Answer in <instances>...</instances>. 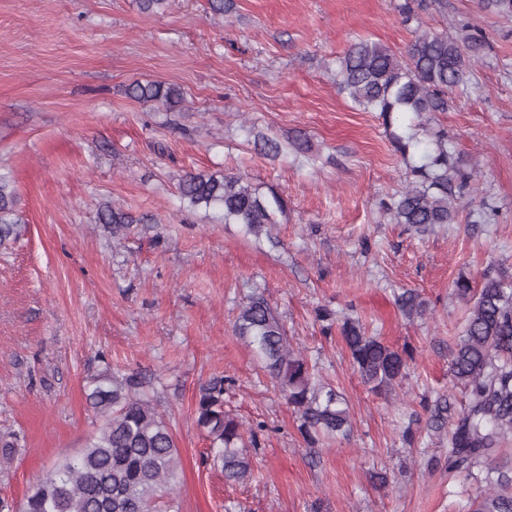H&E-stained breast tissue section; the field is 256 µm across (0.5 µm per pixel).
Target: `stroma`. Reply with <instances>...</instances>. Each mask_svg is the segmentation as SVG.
<instances>
[{"instance_id": "stroma-1", "label": "stroma", "mask_w": 512, "mask_h": 512, "mask_svg": "<svg viewBox=\"0 0 512 512\" xmlns=\"http://www.w3.org/2000/svg\"><path fill=\"white\" fill-rule=\"evenodd\" d=\"M0 0V172L16 188L26 232L0 248V432L21 449L0 463V496L22 501L93 429L84 389L104 363L157 379L159 410L180 451V512H471L477 491L448 474L445 433L428 430L424 400L461 410L450 353L467 304L466 275L512 269V14L477 0L420 11L423 28L485 37L471 86L434 115L475 177L456 223L418 235L383 204L407 183L377 113L338 93L336 60L359 39L404 52L413 24L402 0ZM181 89L175 112L129 97L136 82ZM302 158L260 154L247 127ZM242 174L287 201L271 239L253 241L212 211L183 206L185 173ZM139 217L122 240L97 213ZM260 287L292 346L342 392L349 438L312 451L297 413L235 335L238 305ZM428 305L408 319L403 290ZM359 319L415 353L395 397L369 393L339 334L315 311ZM230 379L226 408L264 424L253 476L229 484L206 464L193 416L200 381ZM417 441L406 445L405 428ZM388 475L385 487L376 473Z\"/></svg>"}]
</instances>
